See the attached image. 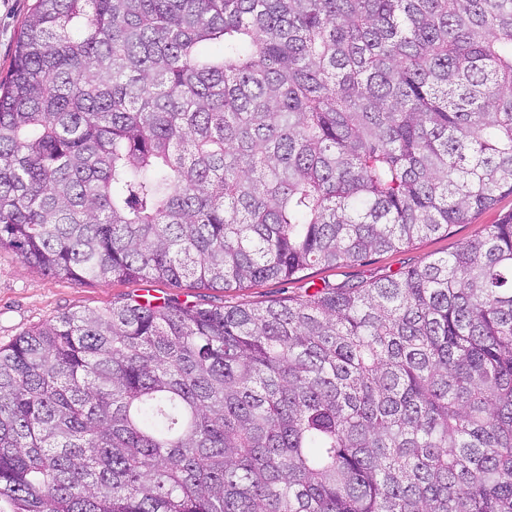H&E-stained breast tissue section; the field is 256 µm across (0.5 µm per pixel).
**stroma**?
I'll return each mask as SVG.
<instances>
[{"label": "stroma", "mask_w": 512, "mask_h": 512, "mask_svg": "<svg viewBox=\"0 0 512 512\" xmlns=\"http://www.w3.org/2000/svg\"><path fill=\"white\" fill-rule=\"evenodd\" d=\"M34 0H0V77L9 67L16 38ZM512 215V195L499 197L490 209L468 224L449 227L446 235L416 240L390 252H376L362 261L341 267L315 266L287 280H266L243 288L223 291L174 285L155 280L88 281L82 285L47 275L21 262L14 251L0 248V345L65 312L104 308L151 294L183 303L227 307H257L273 301L295 300L324 286L365 285L397 277L413 267L454 252L463 243L481 235L488 225Z\"/></svg>", "instance_id": "stroma-1"}]
</instances>
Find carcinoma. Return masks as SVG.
<instances>
[{"mask_svg":"<svg viewBox=\"0 0 512 512\" xmlns=\"http://www.w3.org/2000/svg\"><path fill=\"white\" fill-rule=\"evenodd\" d=\"M512 194V0H35L0 247L76 285L346 266ZM12 512H512V216L399 278L0 347Z\"/></svg>","mask_w":512,"mask_h":512,"instance_id":"1","label":"carcinoma"}]
</instances>
